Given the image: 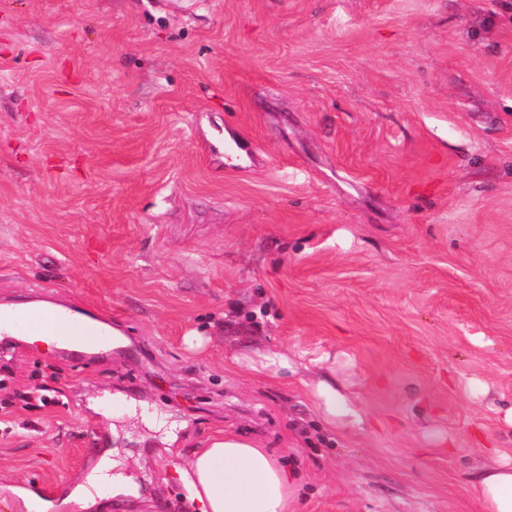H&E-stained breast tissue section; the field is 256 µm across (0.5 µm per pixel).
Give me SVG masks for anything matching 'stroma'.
I'll return each mask as SVG.
<instances>
[{"instance_id":"obj_1","label":"stroma","mask_w":512,"mask_h":512,"mask_svg":"<svg viewBox=\"0 0 512 512\" xmlns=\"http://www.w3.org/2000/svg\"><path fill=\"white\" fill-rule=\"evenodd\" d=\"M32 299L111 333L0 346V400L49 389L0 409V485L60 499L109 449L140 497L101 512H200L177 469L234 432L296 472L291 512H483L471 468L512 457V0H0V300ZM255 347L297 371L234 364ZM321 364L362 426L323 419ZM79 331L80 329L73 330L66 336H56L54 333H41L26 337L30 344H38L47 350L62 347L65 343L93 346L98 342L99 336H86Z\"/></svg>"}]
</instances>
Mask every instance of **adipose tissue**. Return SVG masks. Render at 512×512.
Wrapping results in <instances>:
<instances>
[{
	"label": "adipose tissue",
	"mask_w": 512,
	"mask_h": 512,
	"mask_svg": "<svg viewBox=\"0 0 512 512\" xmlns=\"http://www.w3.org/2000/svg\"><path fill=\"white\" fill-rule=\"evenodd\" d=\"M110 457L71 488L67 499L80 507L94 505L99 484L129 494L125 477L113 473ZM190 496L203 512H288L292 476L279 460L251 438L227 433L195 450L181 469ZM470 487L485 512H512V461L474 470Z\"/></svg>",
	"instance_id": "adipose-tissue-1"
}]
</instances>
